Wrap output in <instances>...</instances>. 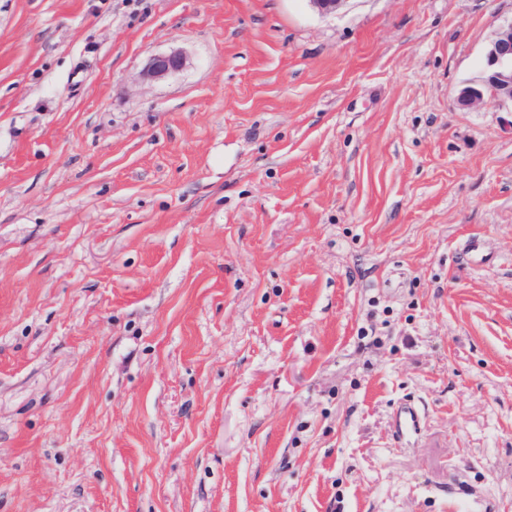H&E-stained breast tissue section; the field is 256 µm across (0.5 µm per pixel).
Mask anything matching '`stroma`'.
Segmentation results:
<instances>
[{
  "label": "stroma",
  "instance_id": "obj_1",
  "mask_svg": "<svg viewBox=\"0 0 512 512\" xmlns=\"http://www.w3.org/2000/svg\"><path fill=\"white\" fill-rule=\"evenodd\" d=\"M509 21L0 0V512H512ZM487 92L512 103V21L495 31L485 52L481 75L459 90V105L465 109L476 107ZM186 64L187 56L181 49H173L168 53L156 55L148 62L143 72V81L152 82L165 78L182 70Z\"/></svg>",
  "mask_w": 512,
  "mask_h": 512
}]
</instances>
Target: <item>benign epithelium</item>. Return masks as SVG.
I'll list each match as a JSON object with an SVG mask.
<instances>
[{
	"instance_id": "obj_1",
	"label": "benign epithelium",
	"mask_w": 512,
	"mask_h": 512,
	"mask_svg": "<svg viewBox=\"0 0 512 512\" xmlns=\"http://www.w3.org/2000/svg\"><path fill=\"white\" fill-rule=\"evenodd\" d=\"M187 56L180 49L156 55L150 59L143 81L152 82L182 70ZM512 102V21L502 24L489 42L479 79L463 86L458 93L459 105L471 109L480 105L486 93Z\"/></svg>"
}]
</instances>
